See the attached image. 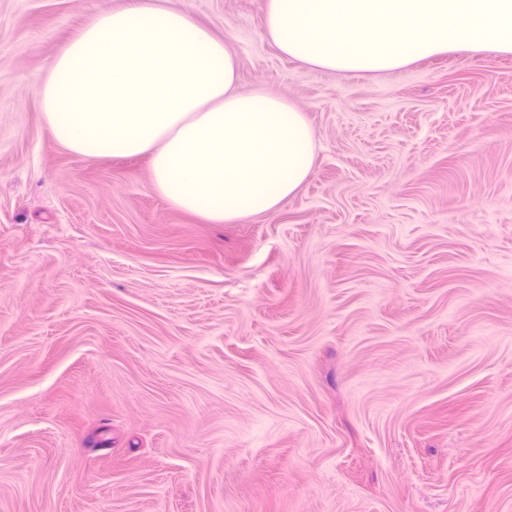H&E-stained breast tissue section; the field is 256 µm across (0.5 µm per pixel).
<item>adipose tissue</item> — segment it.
I'll return each mask as SVG.
<instances>
[{"instance_id": "ef3b65f1", "label": "adipose tissue", "mask_w": 512, "mask_h": 512, "mask_svg": "<svg viewBox=\"0 0 512 512\" xmlns=\"http://www.w3.org/2000/svg\"><path fill=\"white\" fill-rule=\"evenodd\" d=\"M38 94L70 152L149 156L163 198L217 223L274 212L315 163L304 113L282 96L241 89L230 48L169 0H126L97 15Z\"/></svg>"}]
</instances>
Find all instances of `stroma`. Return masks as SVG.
Returning a JSON list of instances; mask_svg holds the SVG:
<instances>
[{
    "label": "stroma",
    "instance_id": "stroma-1",
    "mask_svg": "<svg viewBox=\"0 0 512 512\" xmlns=\"http://www.w3.org/2000/svg\"><path fill=\"white\" fill-rule=\"evenodd\" d=\"M124 2L0 0V512H512V53L335 72L265 0H172L315 133L217 224L45 122Z\"/></svg>",
    "mask_w": 512,
    "mask_h": 512
}]
</instances>
